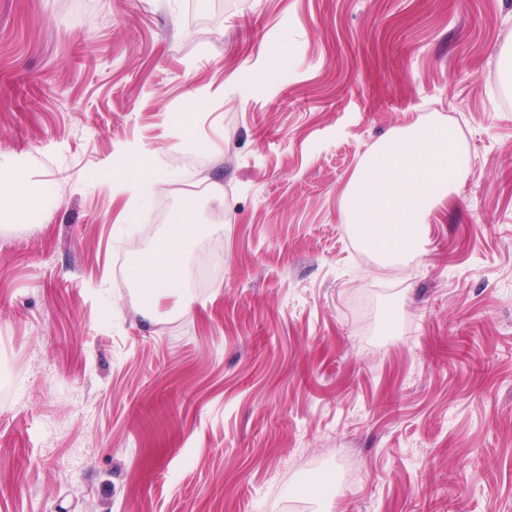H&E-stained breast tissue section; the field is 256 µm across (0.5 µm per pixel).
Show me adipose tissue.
Returning a JSON list of instances; mask_svg holds the SVG:
<instances>
[{
  "label": "adipose tissue",
  "instance_id": "obj_1",
  "mask_svg": "<svg viewBox=\"0 0 512 512\" xmlns=\"http://www.w3.org/2000/svg\"><path fill=\"white\" fill-rule=\"evenodd\" d=\"M42 198L38 185L28 181L23 169L7 167L0 170V221L19 219L36 207ZM189 233L167 235L160 247L140 253L132 271L139 292L148 307H155L166 295L178 298L180 310H188L190 299L180 284L182 256Z\"/></svg>",
  "mask_w": 512,
  "mask_h": 512
}]
</instances>
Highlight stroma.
I'll list each match as a JSON object with an SVG mask.
<instances>
[{"label": "stroma", "instance_id": "35a3bbf8", "mask_svg": "<svg viewBox=\"0 0 512 512\" xmlns=\"http://www.w3.org/2000/svg\"><path fill=\"white\" fill-rule=\"evenodd\" d=\"M219 1L0 0L45 189L0 222V512H512V0ZM451 119L470 171L383 264L343 192ZM187 211L205 285L146 313L120 260Z\"/></svg>", "mask_w": 512, "mask_h": 512}]
</instances>
